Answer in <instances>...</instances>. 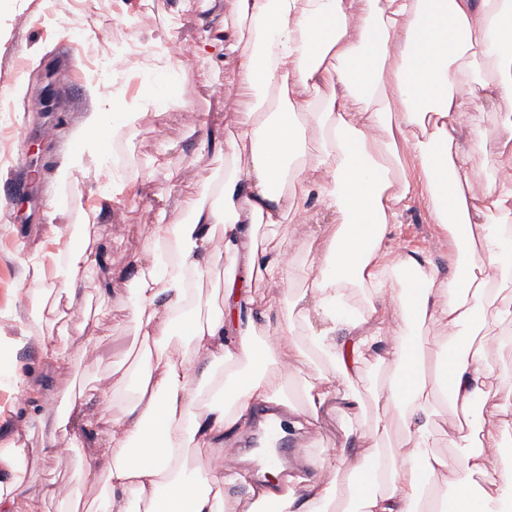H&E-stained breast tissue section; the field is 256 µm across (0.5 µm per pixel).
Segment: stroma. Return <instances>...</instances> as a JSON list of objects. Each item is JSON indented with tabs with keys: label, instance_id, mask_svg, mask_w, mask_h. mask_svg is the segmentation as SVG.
<instances>
[{
	"label": "stroma",
	"instance_id": "stroma-1",
	"mask_svg": "<svg viewBox=\"0 0 512 512\" xmlns=\"http://www.w3.org/2000/svg\"><path fill=\"white\" fill-rule=\"evenodd\" d=\"M226 15L224 0H12L9 11L0 14V99L10 106L0 112V127L17 130L7 158H0V336L11 345V368L31 384L25 390L0 382V443L12 439L26 448L30 512H57L83 455L78 448L41 454L42 428L39 421L26 420V412L33 407L55 414L72 388L91 395L89 414L112 409L124 398V371L140 355L128 318L133 264L153 236L159 211L172 220L184 216L183 197L167 174L179 171L204 196L224 171L223 157L203 145L205 127H192L186 113L230 134L243 114L255 109L254 97L232 86L233 53L217 64L197 60L193 70L174 75L157 61L161 47L175 40L195 42L223 29ZM126 36L136 45L126 68L101 67L116 40ZM163 75L169 76L181 108L157 110L146 96L145 86ZM48 85L58 105L44 112L38 101ZM92 85L116 111L140 115L132 130L97 134L113 169L125 179L106 194L99 172L88 167L77 173V190L52 218L48 202L58 193L59 166L75 149L82 116L92 106L87 95ZM21 156L27 162L23 172L17 168ZM22 174L27 193L10 194ZM331 221L330 212L315 205L307 223L283 225L272 240V247L288 256L293 287H301L307 273L305 240ZM76 224L84 225L85 243L101 255L99 266L79 274L84 304L72 310L62 301L49 305L46 323L34 324L27 317L39 286L34 271L44 255L61 254ZM395 245L421 251L447 275L450 237L429 223L420 205L403 212ZM46 335L68 360L63 371L51 370L41 358L39 340ZM90 336L98 341L92 353L84 349Z\"/></svg>",
	"mask_w": 512,
	"mask_h": 512
}]
</instances>
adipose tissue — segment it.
I'll return each instance as SVG.
<instances>
[{
    "label": "adipose tissue",
    "instance_id": "1",
    "mask_svg": "<svg viewBox=\"0 0 512 512\" xmlns=\"http://www.w3.org/2000/svg\"><path fill=\"white\" fill-rule=\"evenodd\" d=\"M229 13L223 38L197 51L213 59L236 40V84L257 109L234 135L211 138L231 161L211 201L185 186L188 220L157 224L137 260L129 318L145 354L112 419L111 447L98 446L96 418L73 427L83 397L42 423L43 454L84 451L65 512H129L132 501L141 512H503L512 387L494 386L483 338L512 323V0H231ZM501 102L511 135L488 153L483 118ZM307 131L320 146L312 159L299 146ZM314 201L334 221L321 247L305 251L307 284L275 312L237 282L284 283L288 265L265 240ZM415 201L453 241L450 277L389 245ZM225 258L218 310L190 281ZM95 262L83 246L55 262L50 286L68 306L81 302L78 271ZM395 302L398 327L385 318ZM424 330L448 337L450 353L423 351ZM385 340L391 374L375 396L400 406L398 423L376 414L355 453L330 448L266 478L231 453L256 403L285 407V423L308 434L321 411L356 412L362 365ZM310 351L330 369L295 387L285 365ZM443 434L463 456L437 451ZM24 458L17 445L0 453V512H23ZM446 473L453 487L440 483ZM92 476L100 487L88 500ZM238 485L246 495L230 496Z\"/></svg>",
    "mask_w": 512,
    "mask_h": 512
}]
</instances>
